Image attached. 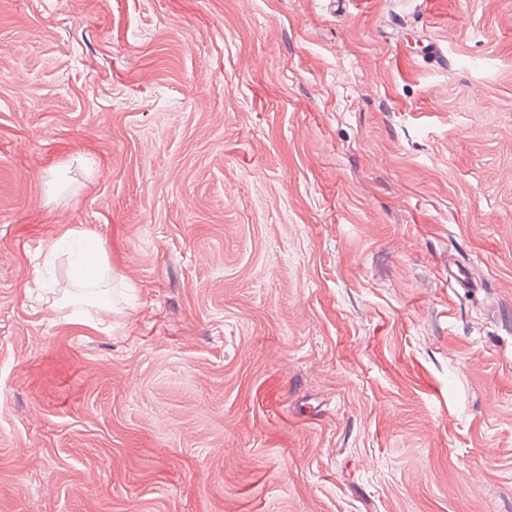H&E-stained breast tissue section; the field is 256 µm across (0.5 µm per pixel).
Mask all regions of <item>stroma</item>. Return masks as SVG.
Listing matches in <instances>:
<instances>
[{
    "label": "stroma",
    "mask_w": 512,
    "mask_h": 512,
    "mask_svg": "<svg viewBox=\"0 0 512 512\" xmlns=\"http://www.w3.org/2000/svg\"><path fill=\"white\" fill-rule=\"evenodd\" d=\"M0 512H512V0H0ZM108 270V260L104 250H95L75 264L74 271L80 285H98Z\"/></svg>",
    "instance_id": "35a3bbf8"
}]
</instances>
